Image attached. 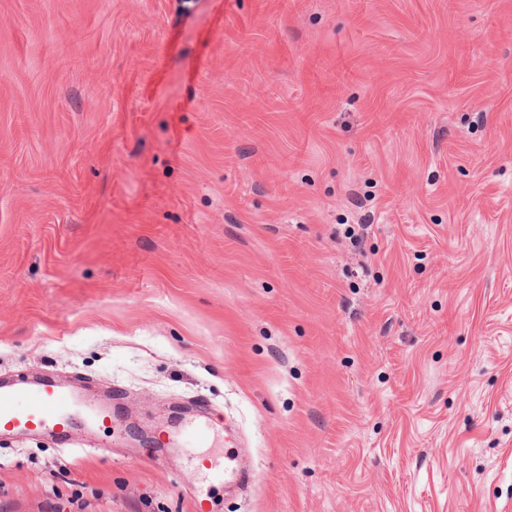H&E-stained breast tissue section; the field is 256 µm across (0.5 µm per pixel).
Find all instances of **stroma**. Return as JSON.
<instances>
[{
  "mask_svg": "<svg viewBox=\"0 0 512 512\" xmlns=\"http://www.w3.org/2000/svg\"><path fill=\"white\" fill-rule=\"evenodd\" d=\"M42 377L112 425L0 435V512H501L512 0H0V378Z\"/></svg>",
  "mask_w": 512,
  "mask_h": 512,
  "instance_id": "35a3bbf8",
  "label": "stroma"
}]
</instances>
